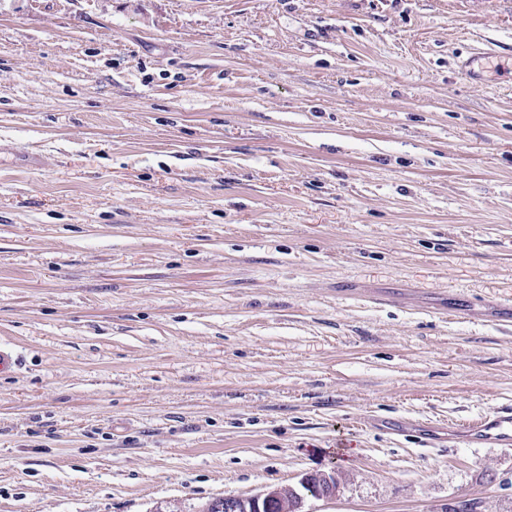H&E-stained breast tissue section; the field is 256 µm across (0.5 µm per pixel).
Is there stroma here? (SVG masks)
<instances>
[{"label": "stroma", "instance_id": "obj_1", "mask_svg": "<svg viewBox=\"0 0 512 512\" xmlns=\"http://www.w3.org/2000/svg\"><path fill=\"white\" fill-rule=\"evenodd\" d=\"M508 298L512 0H0V512H512ZM460 435L471 444L512 447V408H499L493 414L483 415L460 428ZM336 472H316L305 474L300 480L301 491L269 488L259 494L241 498L224 497L206 504L203 512H308L305 510L307 498L331 499L337 491Z\"/></svg>", "mask_w": 512, "mask_h": 512}]
</instances>
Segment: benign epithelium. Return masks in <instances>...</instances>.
I'll return each instance as SVG.
<instances>
[{
	"mask_svg": "<svg viewBox=\"0 0 512 512\" xmlns=\"http://www.w3.org/2000/svg\"><path fill=\"white\" fill-rule=\"evenodd\" d=\"M300 486L299 492L274 487L246 498H217L208 502L203 512H307V498L322 500L336 496V472L306 474Z\"/></svg>",
	"mask_w": 512,
	"mask_h": 512,
	"instance_id": "benign-epithelium-1",
	"label": "benign epithelium"
}]
</instances>
